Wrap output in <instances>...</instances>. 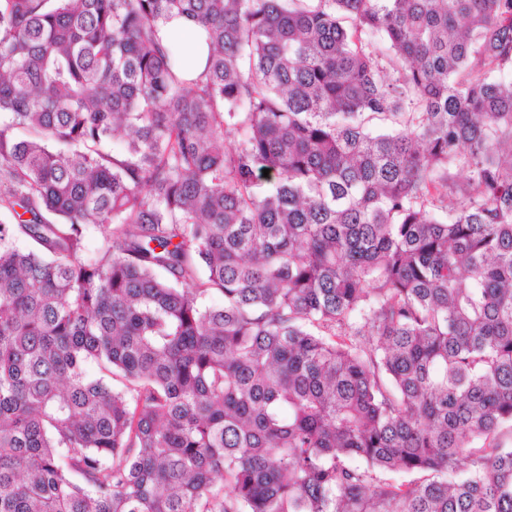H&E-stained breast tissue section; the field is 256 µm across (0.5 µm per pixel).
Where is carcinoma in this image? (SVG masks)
I'll return each mask as SVG.
<instances>
[{
	"label": "carcinoma",
	"mask_w": 512,
	"mask_h": 512,
	"mask_svg": "<svg viewBox=\"0 0 512 512\" xmlns=\"http://www.w3.org/2000/svg\"><path fill=\"white\" fill-rule=\"evenodd\" d=\"M0 115V512H512V0H0ZM190 24L191 23L186 19L176 17L171 20L167 28L176 30L179 34L185 33L188 35L187 49L189 61L195 64L194 76H196L204 69L208 55V46L206 44L205 33L200 29L196 31Z\"/></svg>",
	"instance_id": "1"
}]
</instances>
